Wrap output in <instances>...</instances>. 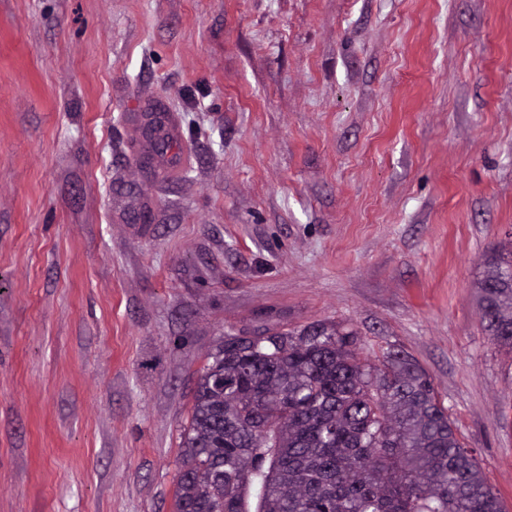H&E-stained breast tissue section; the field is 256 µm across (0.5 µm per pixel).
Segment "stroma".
I'll return each mask as SVG.
<instances>
[{"label": "stroma", "instance_id": "1", "mask_svg": "<svg viewBox=\"0 0 512 512\" xmlns=\"http://www.w3.org/2000/svg\"><path fill=\"white\" fill-rule=\"evenodd\" d=\"M511 237L512 0H0V512H173L208 354L317 324L414 357L512 512ZM162 112L164 111L159 108H154L147 112L144 117L142 133L151 143L153 150L154 147L158 146L162 142H165ZM489 284L492 288H486ZM476 304L484 330L512 350V242L492 249L476 285Z\"/></svg>", "mask_w": 512, "mask_h": 512}]
</instances>
